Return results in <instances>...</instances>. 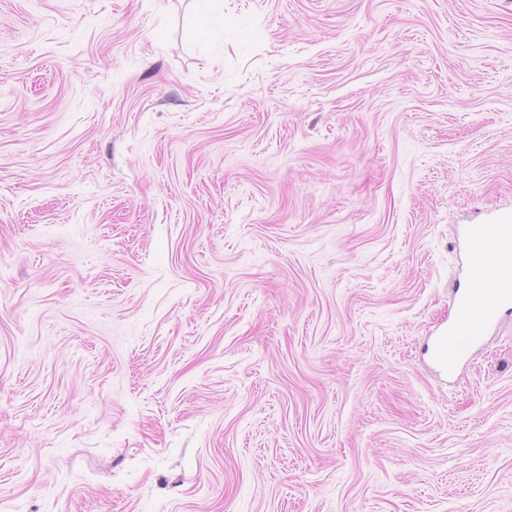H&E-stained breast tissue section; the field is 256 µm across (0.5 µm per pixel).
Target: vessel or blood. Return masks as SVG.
Masks as SVG:
<instances>
[{
	"label": "vessel or blood",
	"instance_id": "vessel-or-blood-1",
	"mask_svg": "<svg viewBox=\"0 0 512 512\" xmlns=\"http://www.w3.org/2000/svg\"><path fill=\"white\" fill-rule=\"evenodd\" d=\"M469 286L455 292V317L435 340L433 354L448 372H455L483 336L506 315H512V218L466 229Z\"/></svg>",
	"mask_w": 512,
	"mask_h": 512
}]
</instances>
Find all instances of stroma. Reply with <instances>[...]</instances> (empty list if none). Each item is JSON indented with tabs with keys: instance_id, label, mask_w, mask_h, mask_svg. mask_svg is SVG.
Instances as JSON below:
<instances>
[{
	"instance_id": "obj_1",
	"label": "stroma",
	"mask_w": 512,
	"mask_h": 512,
	"mask_svg": "<svg viewBox=\"0 0 512 512\" xmlns=\"http://www.w3.org/2000/svg\"><path fill=\"white\" fill-rule=\"evenodd\" d=\"M512 0H0V512H512ZM466 278L470 288L455 289V317L435 340L433 354L453 374L483 336L512 315V278L499 274L512 266V218L466 229Z\"/></svg>"
}]
</instances>
